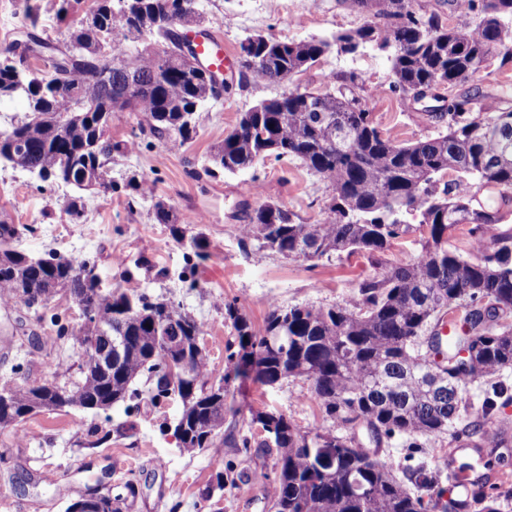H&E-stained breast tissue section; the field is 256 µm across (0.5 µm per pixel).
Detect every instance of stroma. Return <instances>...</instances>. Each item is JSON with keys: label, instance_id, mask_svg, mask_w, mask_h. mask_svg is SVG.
<instances>
[{"label": "stroma", "instance_id": "1", "mask_svg": "<svg viewBox=\"0 0 512 512\" xmlns=\"http://www.w3.org/2000/svg\"><path fill=\"white\" fill-rule=\"evenodd\" d=\"M200 14L202 28L220 33L234 56L251 34L330 42L369 19L342 0H200ZM340 72L357 75L383 132L404 143L437 136L439 124L421 105L393 91L390 56L374 45L352 53L330 50L293 82L323 92L330 76ZM283 91L280 85L254 82L244 68H236L223 98L199 108L197 134L178 150L143 132L141 114L114 110L110 136L133 147L113 155L109 194L50 186L35 174L1 163L0 220L22 229L13 248L31 256L55 252L93 259L101 287L145 293L191 314L204 325L201 343L211 381L219 383L230 369L227 348L235 340L224 318L226 303H236L259 331L270 303L328 307L352 294L371 271L361 254L303 261L242 242L241 224L264 202L281 203L307 222L327 215L330 184L300 161L268 159L234 174L208 171L211 148L234 128L240 113ZM133 177L150 182L152 193L134 198L128 186ZM76 193L85 210L75 222L63 202ZM160 199L182 215L203 210L207 220L182 225L181 238H174L170 225L155 218L154 203ZM25 358L32 362L30 370L14 372ZM79 360L71 341L37 326L25 306L0 304V377L21 385L53 372L73 379ZM137 386L142 398L132 413L121 404L105 412L45 411L0 429V454L8 460L0 467V512H66L98 485L120 486L129 480L137 487L130 512H270L267 493L252 476L273 474L275 452L227 447L219 457L209 449L182 453L174 435L180 399L156 401L148 381L139 380ZM227 401L234 411L218 433L224 440L248 434L251 411L264 407L284 413L304 431L330 426L309 382L301 378L272 388L236 380L227 387ZM120 425L126 428L121 435L116 432ZM225 465L231 468L232 483L212 490L216 472Z\"/></svg>", "mask_w": 512, "mask_h": 512}]
</instances>
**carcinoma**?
I'll return each instance as SVG.
<instances>
[{"instance_id": "1", "label": "carcinoma", "mask_w": 512, "mask_h": 512, "mask_svg": "<svg viewBox=\"0 0 512 512\" xmlns=\"http://www.w3.org/2000/svg\"><path fill=\"white\" fill-rule=\"evenodd\" d=\"M183 2L138 0L141 10L159 23L142 48H131V18L125 0H94L90 14L76 23L64 42L36 34L40 7L26 0L25 40L0 50V99L22 96L28 120L0 131V160L30 172L41 181L89 187L109 178L113 153L129 143L107 134L123 75L112 74L107 91L95 66L98 41H112V61L126 62L142 83L141 96L128 109L146 119L149 133L170 149L196 135V112L213 100L205 78L184 72L180 28L164 23ZM467 17L448 26L434 11L420 13L413 0H352L370 6L377 21L336 35L342 51L375 42L392 50L394 90L414 101L426 89L462 86L483 70L486 52L499 49L500 67L512 64V0H467ZM329 48L322 41H280L261 33L245 39L244 67L253 81L280 84L317 61ZM336 90L282 95L259 103L261 110L241 113L236 126L210 155L211 165L234 174L269 157L296 159L327 179L332 195L328 215L306 223L284 205L265 202L241 225L243 243L286 258L319 260L333 254H363L374 271L350 297L327 308L273 305L263 331L257 333L234 303L224 305L236 333L237 350L229 354L231 371L224 383L210 382L208 355L202 348L203 323L168 302L118 289L103 290L93 275L94 262L52 253L38 266L10 247L19 229L0 222V289L10 301L45 312L60 337L77 345L79 376L60 382L57 374L39 385L5 381L10 405L0 408V428L29 416L35 399L50 401L48 410L89 409L110 399L138 407L136 381H153V399L172 394L183 400L177 426L184 432L180 449L188 454L220 448L226 385L248 380L274 386L284 379L307 380L315 400L336 430L303 432L285 414L251 412L256 431L232 441L236 448L276 452L274 477L268 478L271 512H432L436 507L431 476L421 467L406 471L422 494L410 492L375 454L358 446L355 426L366 425L372 439L396 435L408 447L420 439L446 436L483 437L470 421L487 418L495 399L509 386L498 378L512 368V229L497 225L512 213V96L450 94L442 112L430 116L443 124L432 139L402 143L384 134L366 99L354 92L353 74L335 75ZM449 172L456 177L444 183ZM164 224L183 223L170 205L155 203ZM420 216L418 225L403 213ZM468 225L475 257L448 247V232ZM422 250L411 261L388 266L382 255L391 243L414 232ZM65 291L93 309L98 321L112 325L122 338V352L106 372L86 359L85 344L96 326L69 329L46 308ZM471 326L448 338L439 334L446 317ZM176 329L192 357L190 381L172 383L162 374L163 337ZM469 345L461 363L458 351ZM446 375L437 388L421 382L430 370ZM490 384L480 407L463 396L475 381ZM346 432H340V429ZM490 448L499 468L486 463L485 488L474 499L475 512H503L512 500V470L500 449Z\"/></svg>"}]
</instances>
